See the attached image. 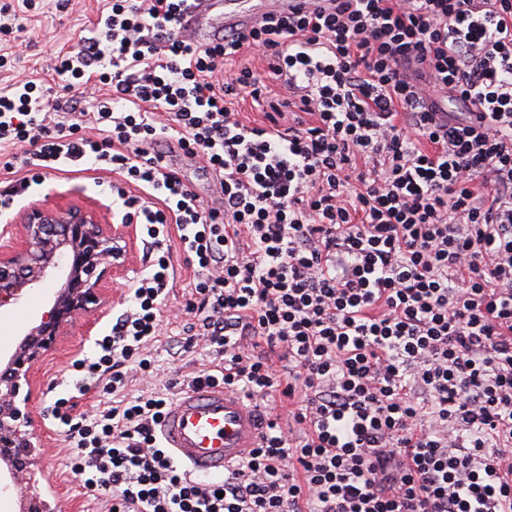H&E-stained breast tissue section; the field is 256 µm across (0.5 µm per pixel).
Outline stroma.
Wrapping results in <instances>:
<instances>
[{
    "label": "stroma",
    "instance_id": "1",
    "mask_svg": "<svg viewBox=\"0 0 512 512\" xmlns=\"http://www.w3.org/2000/svg\"><path fill=\"white\" fill-rule=\"evenodd\" d=\"M103 5V0H32L31 9H18L11 19V33H0V50H11L14 57L11 70H0V91L7 89L18 75L51 78L50 65L54 57L71 49L72 34L89 29ZM90 199L103 203L108 200L91 171L56 174L45 184L32 187L29 195L30 202L52 205H82ZM147 251L142 233H135L125 267L120 275L112 279V306L107 317L98 323L97 335L108 334L113 316L125 307L131 285L146 268ZM47 300V290L38 289L29 292L20 304L0 310V350L11 348L15 336L42 315ZM184 342L181 323L166 320L162 323L157 342L151 347V355L157 366L168 375L181 379L208 368L211 363L208 352L198 347L184 349ZM93 348V342L80 344L74 338H67L46 354L36 374L34 402L37 417L55 430L42 463L63 501L65 512H111V496L90 500L83 495L79 480L69 469L72 449L64 434L56 431V422L49 412L55 397L65 388L72 363L89 355Z\"/></svg>",
    "mask_w": 512,
    "mask_h": 512
}]
</instances>
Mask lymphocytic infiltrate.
Returning <instances> with one entry per match:
<instances>
[{"instance_id": "lymphocytic-infiltrate-1", "label": "lymphocytic infiltrate", "mask_w": 512, "mask_h": 512, "mask_svg": "<svg viewBox=\"0 0 512 512\" xmlns=\"http://www.w3.org/2000/svg\"><path fill=\"white\" fill-rule=\"evenodd\" d=\"M191 4L106 0L52 67L68 99L26 78L0 93V213L50 175L103 172L154 251L53 403L84 494L112 512H512V0H327L206 46L179 33ZM174 234L185 345L215 358L186 387L275 405L217 481L161 444L175 379L123 395L156 371ZM96 387L118 403L75 419ZM171 163L178 168L190 187L199 194L201 199L210 206L220 205V194L216 190L212 180L199 166H203L198 160L191 161L178 153L171 154Z\"/></svg>"}]
</instances>
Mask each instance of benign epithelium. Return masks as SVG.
I'll list each match as a JSON object with an SVG mask.
<instances>
[{"label": "benign epithelium", "instance_id": "1", "mask_svg": "<svg viewBox=\"0 0 512 512\" xmlns=\"http://www.w3.org/2000/svg\"><path fill=\"white\" fill-rule=\"evenodd\" d=\"M105 205L32 203L0 226V308L34 288L49 287L51 306L0 353V490L20 501L19 512H63L58 498L42 497L33 457L51 430L34 425L32 387L45 353L80 320L91 338L112 304V274L124 267L127 224H104Z\"/></svg>", "mask_w": 512, "mask_h": 512}]
</instances>
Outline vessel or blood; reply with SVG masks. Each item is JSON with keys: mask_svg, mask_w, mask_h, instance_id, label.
<instances>
[{"mask_svg": "<svg viewBox=\"0 0 512 512\" xmlns=\"http://www.w3.org/2000/svg\"><path fill=\"white\" fill-rule=\"evenodd\" d=\"M307 0H194L182 31L206 44L224 31L249 27L265 15L307 8ZM264 433L260 407L241 394L217 388L182 391L160 426L167 452L201 479H220L259 447Z\"/></svg>", "mask_w": 512, "mask_h": 512, "instance_id": "1", "label": "vessel or blood"}]
</instances>
